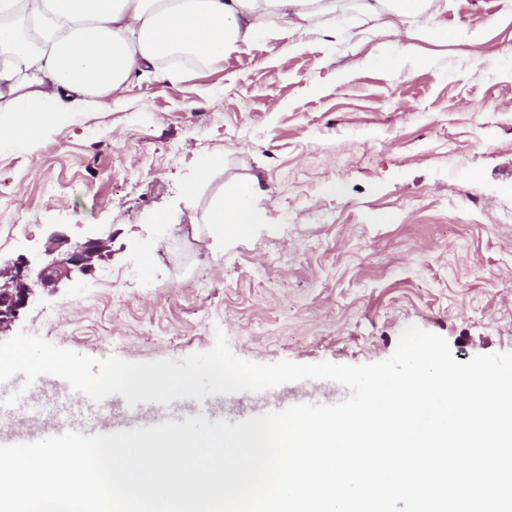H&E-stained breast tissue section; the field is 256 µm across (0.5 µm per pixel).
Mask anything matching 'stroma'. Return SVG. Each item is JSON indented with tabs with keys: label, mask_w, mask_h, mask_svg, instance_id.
I'll return each instance as SVG.
<instances>
[{
	"label": "stroma",
	"mask_w": 512,
	"mask_h": 512,
	"mask_svg": "<svg viewBox=\"0 0 512 512\" xmlns=\"http://www.w3.org/2000/svg\"><path fill=\"white\" fill-rule=\"evenodd\" d=\"M355 11L265 37L188 77L135 76L34 143L0 147V265L54 238L101 259L39 288L24 332L95 357L383 361L410 325L457 361L512 352V0H448L416 38ZM481 43L474 57L472 40ZM253 188L252 224L210 218ZM150 255L149 271L141 258ZM349 395L330 380L217 395L229 423Z\"/></svg>",
	"instance_id": "stroma-1"
}]
</instances>
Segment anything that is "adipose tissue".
<instances>
[{
  "instance_id": "ef3b65f1",
  "label": "adipose tissue",
  "mask_w": 512,
  "mask_h": 512,
  "mask_svg": "<svg viewBox=\"0 0 512 512\" xmlns=\"http://www.w3.org/2000/svg\"><path fill=\"white\" fill-rule=\"evenodd\" d=\"M24 2L31 45L2 17ZM347 0H0V139L22 144L124 91L138 72L189 54L211 63L261 33L295 35Z\"/></svg>"
}]
</instances>
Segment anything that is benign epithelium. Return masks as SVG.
<instances>
[{
	"label": "benign epithelium",
	"instance_id": "benign-epithelium-1",
	"mask_svg": "<svg viewBox=\"0 0 512 512\" xmlns=\"http://www.w3.org/2000/svg\"><path fill=\"white\" fill-rule=\"evenodd\" d=\"M104 241L89 238L84 242L75 243L67 258L48 259L31 268L24 261L13 270L0 268V329L16 317L19 310L26 306L34 287L42 288L57 284L62 278L70 276L72 268L83 271L92 259L101 254Z\"/></svg>",
	"mask_w": 512,
	"mask_h": 512
}]
</instances>
